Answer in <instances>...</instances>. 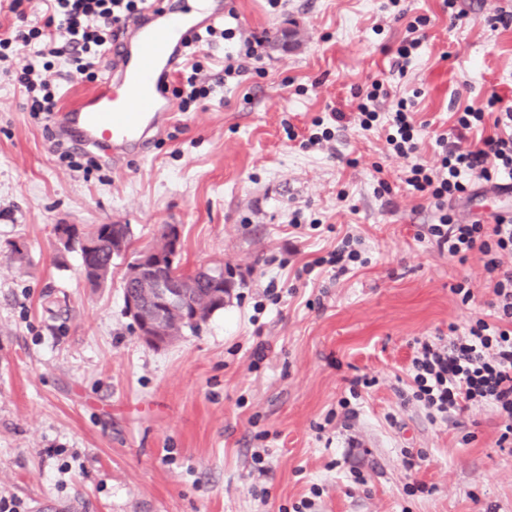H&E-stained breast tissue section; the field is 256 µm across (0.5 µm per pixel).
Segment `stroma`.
<instances>
[{"mask_svg": "<svg viewBox=\"0 0 512 512\" xmlns=\"http://www.w3.org/2000/svg\"><path fill=\"white\" fill-rule=\"evenodd\" d=\"M223 2L234 38L195 55L209 94L146 156L68 167L53 122L0 79V496L24 512H291L316 485L317 512H512L493 410L433 423L404 395L416 339L491 314L480 256L437 250L407 160L357 112L376 80L379 113L413 100L417 160L436 164L457 112L494 92L512 104V24L495 21L512 0H457L459 20L443 0H405L401 20L389 0ZM420 15L425 38L397 73L390 50ZM255 36L265 57L220 81ZM321 126L330 139L303 146ZM59 224L129 225L137 250L178 225L181 268L226 267L233 294L150 347L125 312L126 259L90 287L79 254L58 251ZM347 236L359 258L340 275L328 259ZM363 376L374 383L344 417ZM407 450L423 454L410 471Z\"/></svg>", "mask_w": 512, "mask_h": 512, "instance_id": "obj_1", "label": "stroma"}]
</instances>
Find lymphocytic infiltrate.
<instances>
[{
  "label": "lymphocytic infiltrate",
  "instance_id": "lymphocytic-infiltrate-1",
  "mask_svg": "<svg viewBox=\"0 0 512 512\" xmlns=\"http://www.w3.org/2000/svg\"><path fill=\"white\" fill-rule=\"evenodd\" d=\"M43 26L17 27L0 38V76L24 88L32 116L59 109L57 88L30 65L16 58L18 49L60 58L68 76L93 78L102 58L129 22L142 19L154 0H45ZM492 123L495 132L466 145L468 133ZM386 141L409 160L406 182L434 208L438 221L427 233L440 251L458 261L479 253L492 285L494 321L477 319L464 334L418 341L410 367L411 398L430 421H444L473 405L489 406L501 419L499 448L512 447V217L496 215L493 223L455 220L448 206L471 196L473 181L496 183L512 178V107L490 94L480 106L458 113L451 135H439V163L415 162L418 151L412 104L399 99L392 109Z\"/></svg>",
  "mask_w": 512,
  "mask_h": 512
}]
</instances>
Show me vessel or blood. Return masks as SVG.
Instances as JSON below:
<instances>
[{"label": "vessel or blood", "instance_id": "b4317fda", "mask_svg": "<svg viewBox=\"0 0 512 512\" xmlns=\"http://www.w3.org/2000/svg\"><path fill=\"white\" fill-rule=\"evenodd\" d=\"M223 18L220 0L150 7L146 21L114 43V72L102 87L56 116L64 139L112 162L144 152L176 112L173 99L159 88L161 78L181 64L189 39Z\"/></svg>", "mask_w": 512, "mask_h": 512}]
</instances>
